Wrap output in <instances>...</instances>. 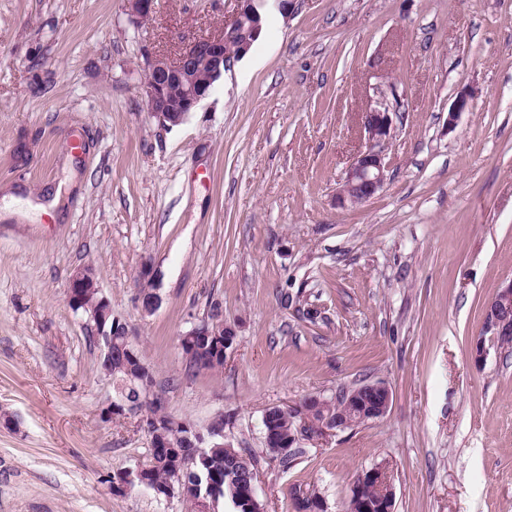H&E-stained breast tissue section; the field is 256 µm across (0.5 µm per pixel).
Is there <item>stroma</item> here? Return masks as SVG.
Segmentation results:
<instances>
[{
    "label": "stroma",
    "mask_w": 512,
    "mask_h": 512,
    "mask_svg": "<svg viewBox=\"0 0 512 512\" xmlns=\"http://www.w3.org/2000/svg\"><path fill=\"white\" fill-rule=\"evenodd\" d=\"M236 0H0V512H186L115 493L149 438L105 419L112 381L67 302L93 267L175 419L258 459L265 512L295 488L344 512L388 467L394 512H512V350L476 366L484 307L512 280V0H294L181 126L145 107L147 51L216 33ZM396 94L386 181L341 207L361 115ZM470 108L449 119L457 95ZM161 298L141 310L143 288ZM221 312L224 366L179 338ZM382 382L386 416L272 459L263 416Z\"/></svg>",
    "instance_id": "1"
}]
</instances>
